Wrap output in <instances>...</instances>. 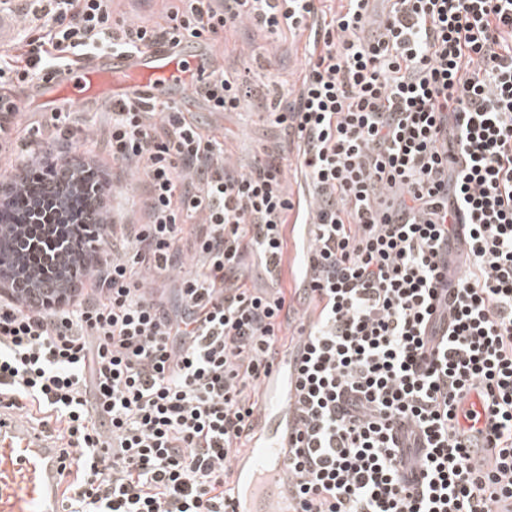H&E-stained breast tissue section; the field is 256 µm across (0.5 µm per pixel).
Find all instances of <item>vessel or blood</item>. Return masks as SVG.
<instances>
[{"label": "vessel or blood", "mask_w": 512, "mask_h": 512, "mask_svg": "<svg viewBox=\"0 0 512 512\" xmlns=\"http://www.w3.org/2000/svg\"><path fill=\"white\" fill-rule=\"evenodd\" d=\"M214 67L208 44L170 43L137 53L101 56L62 70L40 86L53 110L90 98L156 100L162 90L186 92ZM293 358L280 352L261 385L258 428L247 451L233 458L228 512H287L285 468ZM67 459L56 437L33 428L0 402V512H63Z\"/></svg>", "instance_id": "obj_1"}]
</instances>
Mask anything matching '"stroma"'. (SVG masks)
I'll list each match as a JSON object with an SVG mask.
<instances>
[{
  "instance_id": "stroma-1",
  "label": "stroma",
  "mask_w": 512,
  "mask_h": 512,
  "mask_svg": "<svg viewBox=\"0 0 512 512\" xmlns=\"http://www.w3.org/2000/svg\"><path fill=\"white\" fill-rule=\"evenodd\" d=\"M302 35L289 32L270 34L241 25L211 49L217 66L233 65L247 72L255 94L239 111L214 114L206 111L204 100L184 109L186 116L222 143L224 154L239 170H247L254 157L278 149L282 131L265 109L275 92L297 91L305 64ZM106 105L88 104L78 109L79 129L68 146L70 155L91 158L102 165L106 196H119L131 211L132 219L142 217L139 176L122 162L113 160L103 141Z\"/></svg>"
}]
</instances>
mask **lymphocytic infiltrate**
I'll list each match as a JSON object with an SVG mask.
<instances>
[{"label": "lymphocytic infiltrate", "mask_w": 512, "mask_h": 512, "mask_svg": "<svg viewBox=\"0 0 512 512\" xmlns=\"http://www.w3.org/2000/svg\"><path fill=\"white\" fill-rule=\"evenodd\" d=\"M368 8L181 0L162 26L45 0L51 24L0 55V158L24 153L32 182L55 173L19 135L16 90L42 73L246 22L308 35L299 89L269 108L284 140L248 172L184 113L113 102L106 147L141 174L144 223L94 201L80 293L0 298V396L60 440L66 512H224L279 348L295 354L298 512L512 506V0H391L366 38ZM198 93L235 112L252 85L222 67ZM292 222L310 243L288 288ZM188 252L172 313L162 285ZM249 255L270 289L242 284ZM473 394L493 410L479 459Z\"/></svg>", "instance_id": "lymphocytic-infiltrate-1"}]
</instances>
